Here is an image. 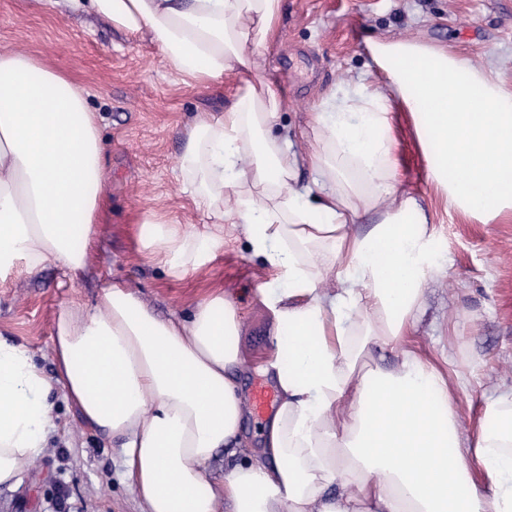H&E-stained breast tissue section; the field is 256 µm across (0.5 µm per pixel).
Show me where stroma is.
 I'll return each instance as SVG.
<instances>
[{"mask_svg": "<svg viewBox=\"0 0 512 512\" xmlns=\"http://www.w3.org/2000/svg\"><path fill=\"white\" fill-rule=\"evenodd\" d=\"M417 38L474 64H494L512 90V0H282L279 38L260 49L262 70L288 101L281 121L306 128L319 96L373 69L369 46ZM20 50L63 72L99 117L106 176L97 205L89 271L67 283L55 266L29 275L21 261L0 272V337L24 343L45 372L60 307L78 296L95 305L104 281L136 289L158 316L187 313L221 294L239 309L245 392L271 345V318L258 296L271 273L232 225L224 246L199 270L174 277L144 262L146 210L202 227L203 211L182 192V129L226 107L232 76L209 87L185 85L149 36H133L95 15L0 0V52ZM401 189L419 198L437 235L439 274L425 290L416 340L430 355L448 349L468 384L457 398L460 430H470L491 388L512 384V219L474 223L447 208L427 177L410 129L395 130ZM57 425L45 454L13 490L0 488V512H141L121 477L118 445H103L75 407L54 399Z\"/></svg>", "mask_w": 512, "mask_h": 512, "instance_id": "obj_1", "label": "stroma"}]
</instances>
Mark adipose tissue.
Here are the masks:
<instances>
[{
	"mask_svg": "<svg viewBox=\"0 0 512 512\" xmlns=\"http://www.w3.org/2000/svg\"><path fill=\"white\" fill-rule=\"evenodd\" d=\"M44 2L150 34L184 82L235 77L224 111L183 130L184 192L211 226L147 211L146 258L177 277L198 270L232 221L278 283L261 292L274 343L262 371L280 405L251 452L232 301L214 295L162 318L110 282L94 306L73 298L58 312L53 375L0 339V486L17 488L42 455L57 392L87 428L119 440L142 512H512V386L462 433L465 379L413 341L436 233L398 187L393 135L407 113L457 213L479 224L512 216V91L494 70L442 46L375 40L380 79L326 91L306 134L313 149L301 152L272 131L287 102L257 54L278 37L281 0ZM306 168L313 184L300 181ZM103 180L98 116L82 91L26 53L0 52V268L49 262L80 279ZM365 217L370 229L353 231ZM392 343L390 367L368 366L373 346ZM220 454L232 465L215 482L206 473ZM336 483L342 492L329 494Z\"/></svg>",
	"mask_w": 512,
	"mask_h": 512,
	"instance_id": "1",
	"label": "adipose tissue"
}]
</instances>
